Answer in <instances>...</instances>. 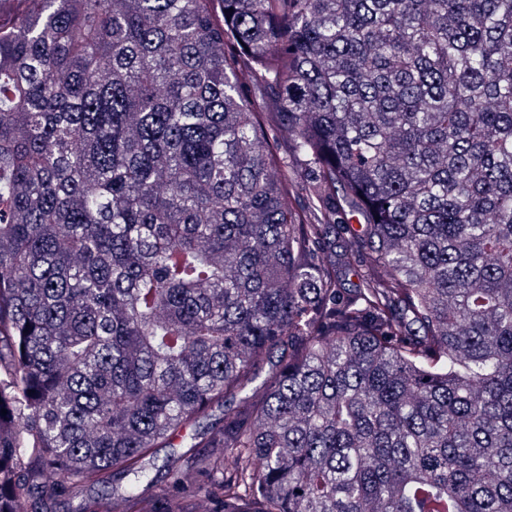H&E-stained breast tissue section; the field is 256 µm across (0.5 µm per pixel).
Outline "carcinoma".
Segmentation results:
<instances>
[{"mask_svg": "<svg viewBox=\"0 0 512 512\" xmlns=\"http://www.w3.org/2000/svg\"><path fill=\"white\" fill-rule=\"evenodd\" d=\"M0 342V512H512V0H0ZM288 174L293 182L292 205L297 209H311L312 207L330 208L335 205L332 197H323L320 202L313 203L308 186L314 180V170L304 157L288 155ZM204 448H156L150 457L145 460L146 467L152 474L158 473L159 476H165L167 465L171 463L174 457L183 456L179 464H185L186 458Z\"/></svg>", "mask_w": 512, "mask_h": 512, "instance_id": "carcinoma-1", "label": "carcinoma"}]
</instances>
